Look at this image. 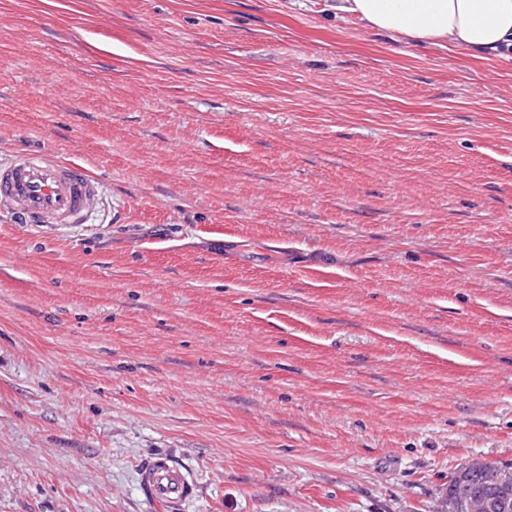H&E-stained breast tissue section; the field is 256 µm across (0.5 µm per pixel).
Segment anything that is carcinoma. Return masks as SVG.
<instances>
[{
    "label": "carcinoma",
    "instance_id": "cac0c4a2",
    "mask_svg": "<svg viewBox=\"0 0 512 512\" xmlns=\"http://www.w3.org/2000/svg\"><path fill=\"white\" fill-rule=\"evenodd\" d=\"M465 482L469 484L473 494L479 498L498 499L508 498L512 503V463L491 462L484 473H472L458 465L448 473V481L442 488V506L451 512H466L462 503L454 499L455 486Z\"/></svg>",
    "mask_w": 512,
    "mask_h": 512
}]
</instances>
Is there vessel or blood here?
<instances>
[{"instance_id":"obj_1","label":"vessel or blood","mask_w":512,"mask_h":512,"mask_svg":"<svg viewBox=\"0 0 512 512\" xmlns=\"http://www.w3.org/2000/svg\"><path fill=\"white\" fill-rule=\"evenodd\" d=\"M98 194V179L83 166L28 150L0 166V202L10 206L22 224H79ZM153 500L173 504L193 488L184 474L157 460L141 473Z\"/></svg>"}]
</instances>
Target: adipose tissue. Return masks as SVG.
I'll return each mask as SVG.
<instances>
[{
  "label": "adipose tissue",
  "mask_w": 512,
  "mask_h": 512,
  "mask_svg": "<svg viewBox=\"0 0 512 512\" xmlns=\"http://www.w3.org/2000/svg\"><path fill=\"white\" fill-rule=\"evenodd\" d=\"M336 20L408 43H449L472 55L512 53V0H329Z\"/></svg>",
  "instance_id": "1"
}]
</instances>
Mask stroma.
I'll return each mask as SVG.
<instances>
[{
    "mask_svg": "<svg viewBox=\"0 0 512 512\" xmlns=\"http://www.w3.org/2000/svg\"><path fill=\"white\" fill-rule=\"evenodd\" d=\"M327 4L0 0V159L99 179L0 207V512H440L512 462V55ZM98 179L83 166L43 151L16 154L0 166V202L20 224H80L97 198ZM142 482L156 502L173 504L188 498L193 493L184 474L165 460H156L141 473Z\"/></svg>",
    "mask_w": 512,
    "mask_h": 512,
    "instance_id": "stroma-1",
    "label": "stroma"
}]
</instances>
